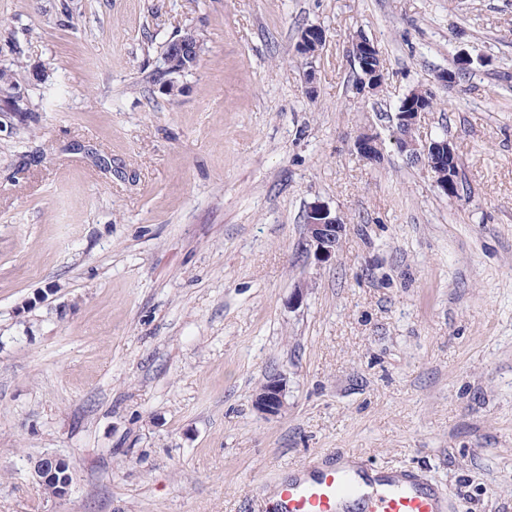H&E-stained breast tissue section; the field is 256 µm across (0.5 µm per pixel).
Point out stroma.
Wrapping results in <instances>:
<instances>
[{
	"label": "stroma",
	"instance_id": "1",
	"mask_svg": "<svg viewBox=\"0 0 512 512\" xmlns=\"http://www.w3.org/2000/svg\"><path fill=\"white\" fill-rule=\"evenodd\" d=\"M190 29L171 96L164 52ZM17 60L0 512H272L290 468L336 451L424 469L447 512H512V0H0V68ZM418 86L458 195L391 140ZM314 202L347 224L327 261L305 248ZM272 375L275 418L254 405ZM55 456L63 499L30 467ZM176 50L182 56V61L184 62L183 69L190 71L197 62L202 50V44L194 32L186 31L179 38ZM354 60L360 65L361 75L359 77V90L375 91L384 83V75L380 67L373 66L374 58L377 56V48L373 42L366 38H358L354 44ZM284 393V379L280 376L273 377L256 393L254 400L256 409L269 418L280 415L285 407Z\"/></svg>",
	"mask_w": 512,
	"mask_h": 512
}]
</instances>
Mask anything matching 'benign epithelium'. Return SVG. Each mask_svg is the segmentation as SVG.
<instances>
[{
	"label": "benign epithelium",
	"mask_w": 512,
	"mask_h": 512,
	"mask_svg": "<svg viewBox=\"0 0 512 512\" xmlns=\"http://www.w3.org/2000/svg\"><path fill=\"white\" fill-rule=\"evenodd\" d=\"M354 49L355 61L359 63L361 69L359 90L363 93L377 90L384 83V75L380 68L373 65L377 52L375 44L360 37L355 40ZM176 50L182 56L183 69L189 71L197 62L202 44L194 32L187 31L179 38ZM433 108L431 95L421 89H414L401 110L390 116V124L396 128L397 150L410 160L423 163L434 178L435 185L446 194L454 184V177L450 173H443V170L449 168L448 160L454 156L453 147L446 139L423 140L416 136L422 119ZM354 147L365 159H374L378 156V142L371 134L359 136L354 142ZM305 226L306 248L314 251L324 261L331 259L336 254L339 241L346 231L345 221L326 206L315 203L306 211ZM284 393V379L274 377L256 393V409L269 418L280 415L285 407Z\"/></svg>",
	"instance_id": "obj_1"
}]
</instances>
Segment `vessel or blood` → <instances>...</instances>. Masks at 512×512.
<instances>
[{"label":"vessel or blood","instance_id":"b4317fda","mask_svg":"<svg viewBox=\"0 0 512 512\" xmlns=\"http://www.w3.org/2000/svg\"><path fill=\"white\" fill-rule=\"evenodd\" d=\"M276 512H447L443 489L414 468L328 459L278 482Z\"/></svg>","mask_w":512,"mask_h":512}]
</instances>
